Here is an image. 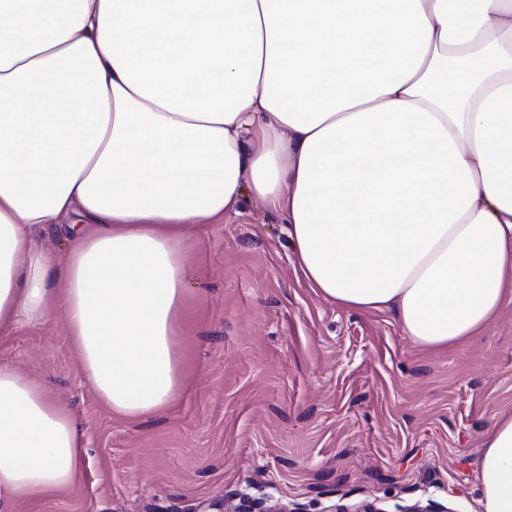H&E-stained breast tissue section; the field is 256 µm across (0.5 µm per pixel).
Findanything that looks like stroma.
Here are the masks:
<instances>
[{
    "instance_id": "stroma-1",
    "label": "stroma",
    "mask_w": 512,
    "mask_h": 512,
    "mask_svg": "<svg viewBox=\"0 0 512 512\" xmlns=\"http://www.w3.org/2000/svg\"><path fill=\"white\" fill-rule=\"evenodd\" d=\"M185 257L186 390L153 419L98 400L61 315L0 341V363L68 405L87 448L74 488L13 512H216L265 496L303 512L428 499L484 512L480 441L512 410V304L460 347L420 348L393 313L315 294L280 216L248 197L192 230Z\"/></svg>"
}]
</instances>
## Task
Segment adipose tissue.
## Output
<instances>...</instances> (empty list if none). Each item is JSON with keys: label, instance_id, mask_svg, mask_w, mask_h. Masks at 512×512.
Wrapping results in <instances>:
<instances>
[{"label": "adipose tissue", "instance_id": "ef3b65f1", "mask_svg": "<svg viewBox=\"0 0 512 512\" xmlns=\"http://www.w3.org/2000/svg\"><path fill=\"white\" fill-rule=\"evenodd\" d=\"M246 192L319 295L476 336L512 304V0H0V338L61 311L99 400L152 418L184 388L186 233ZM480 451L512 512V412ZM84 455L0 363V512Z\"/></svg>", "mask_w": 512, "mask_h": 512}]
</instances>
